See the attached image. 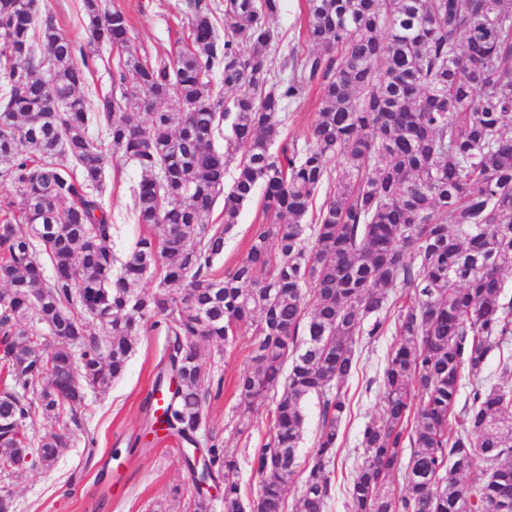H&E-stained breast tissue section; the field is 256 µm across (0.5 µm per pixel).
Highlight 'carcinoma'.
<instances>
[{"label":"carcinoma","instance_id":"cac0c4a2","mask_svg":"<svg viewBox=\"0 0 512 512\" xmlns=\"http://www.w3.org/2000/svg\"><path fill=\"white\" fill-rule=\"evenodd\" d=\"M279 2L185 0L189 43L147 61L129 51L127 13L100 0H84L83 47L41 0H0V181L16 188L0 198V475L30 455L55 462L65 434L36 435L39 416L81 428L87 393L123 374L149 325L166 336L155 411L179 443L200 439L224 512H284L312 396L321 428L297 512H325L358 341L389 332L350 512H512V355L502 383L479 380L512 342V0H307L316 50L283 57L291 76L273 83ZM102 47L134 82L92 107L82 88ZM314 85L309 134L290 141L282 113ZM111 154L140 170L137 223L152 228L122 258L103 199ZM260 188L247 255L215 271ZM243 328L237 434L275 397L248 503L206 427L201 363V344L230 347ZM400 470L398 492L381 475Z\"/></svg>","mask_w":512,"mask_h":512}]
</instances>
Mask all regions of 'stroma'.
<instances>
[{"label":"stroma","mask_w":512,"mask_h":512,"mask_svg":"<svg viewBox=\"0 0 512 512\" xmlns=\"http://www.w3.org/2000/svg\"><path fill=\"white\" fill-rule=\"evenodd\" d=\"M131 18V48L151 59L174 53L189 33L182 10L183 0H109ZM308 22L306 0H282L270 25L279 38V54L269 57L273 77H280V53L304 54ZM139 171L124 158L114 157L106 172L105 203L114 224L112 243L124 253L146 228L133 211L131 189ZM262 198L254 196L226 237L219 271L232 269L247 253L252 231L263 218ZM165 337L156 328H146L138 337L124 374L109 388L88 393L82 411L84 428L69 436L52 466L22 465L0 478V494H10L15 512H198L190 473L182 448L175 438L162 436L147 450L135 448L144 434L149 392L154 385ZM251 336L241 330L235 345H211L202 357L205 381L213 385L205 405L208 426L224 440L240 466L241 490L245 499L255 498L258 484L252 470L253 448L268 436L272 398L259 401L249 440L239 439L235 423V381L248 362ZM391 335L365 343L362 362L348 380L350 413L342 423L339 452L332 477L336 492L326 512H349L348 487L362 461L361 431L382 413L383 374ZM305 433L297 467L286 492V512H295L304 468L312 455L320 430L316 400L305 404ZM180 495H173V488Z\"/></svg>","instance_id":"35a3bbf8"}]
</instances>
